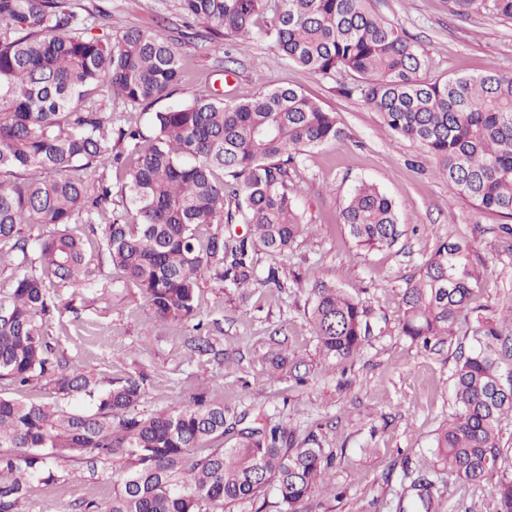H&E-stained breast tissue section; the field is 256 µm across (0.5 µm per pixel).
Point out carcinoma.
<instances>
[{
    "label": "carcinoma",
    "instance_id": "cac0c4a2",
    "mask_svg": "<svg viewBox=\"0 0 512 512\" xmlns=\"http://www.w3.org/2000/svg\"><path fill=\"white\" fill-rule=\"evenodd\" d=\"M372 0H181L182 10L223 32L273 39L284 58L322 76H347L389 130L436 157L439 174L479 208L512 218V76L421 77L428 59L416 42L378 17ZM451 12L512 18V0H448ZM270 22L258 26L264 18ZM182 70L173 43L156 29L130 28L106 44L86 35L67 0H0V264L14 288L0 296V379L20 386L44 379L56 398L0 396V512H19L34 483L55 479L60 463L119 464L112 499L87 512H224L276 490L278 504H299L327 487L331 456L315 436L298 442L265 414L237 429L222 403L198 399L139 410L143 379L102 388L56 358L47 338L51 288H90L87 254L71 224H101L117 279L144 290L153 316L192 319L203 276L213 270L232 288L282 287L278 267L258 273L250 253L272 258L308 232L290 190L303 152L341 134L336 113L290 86L259 93L195 97L153 113L151 135L119 131L133 147L112 155V117L102 88L130 105L172 94ZM125 166V212L106 203L100 171ZM242 197L235 208L226 197ZM354 243L374 248L399 236L395 203L358 185L342 210ZM55 230L31 238V225ZM207 224H245L244 237L197 235ZM483 272L465 241L441 244L402 293V335L428 344L470 314ZM371 311L334 284L311 288L308 316L327 359L357 357ZM497 320L477 321L473 345L453 373L456 413L434 439L448 476L486 481L502 454L499 424L512 416L499 389ZM82 394L89 411L60 400ZM232 435L224 447V435ZM433 482L415 478L399 500L404 512H433ZM495 512H512V475L493 486Z\"/></svg>",
    "mask_w": 512,
    "mask_h": 512
}]
</instances>
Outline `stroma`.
<instances>
[{
	"label": "stroma",
	"mask_w": 512,
	"mask_h": 512,
	"mask_svg": "<svg viewBox=\"0 0 512 512\" xmlns=\"http://www.w3.org/2000/svg\"><path fill=\"white\" fill-rule=\"evenodd\" d=\"M97 36L129 28H157L181 57L178 91L152 108L103 96L113 128L138 122L151 131L154 112L227 87L262 91L293 86L335 112L343 134L308 152L292 184L310 226L280 258L285 289L245 291L207 275L198 290L194 320L160 323L141 290L115 282L99 234L77 227L87 241L90 287L59 289V312L46 326L55 353L68 369L101 386L143 376L142 410L171 408L201 397L221 402L236 419L271 415L297 437L315 434L333 459L332 490L313 494L302 512H397L408 473L434 481V512H494L490 483L475 486L435 472L433 438L455 413L451 374L468 349L471 324L422 347L399 334L401 295L422 262L443 242L467 241L488 277L476 304L503 320L512 312V235L506 219L479 209L437 174L438 162L419 144L393 136L379 112L342 90L341 78H323L288 64L276 45L256 35L229 34L211 41L203 25L185 27L180 0H67ZM384 19L411 36L428 57L425 79L495 70L512 75V19L460 17L448 0H372ZM110 14L102 24L100 13ZM376 185L398 207L403 234L389 247L355 246L341 212L356 185ZM318 281L350 291L372 311L374 332L352 362L322 358L307 315L309 290ZM286 341L288 364L263 360L267 346ZM305 383H298V376ZM117 472L63 464L62 476L36 484L21 512H85L106 503Z\"/></svg>",
	"instance_id": "35a3bbf8"
}]
</instances>
